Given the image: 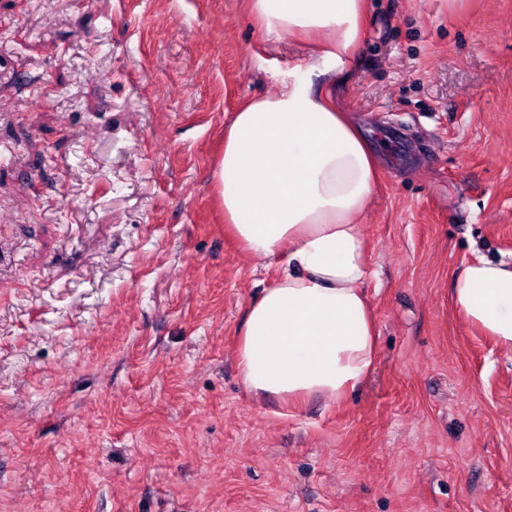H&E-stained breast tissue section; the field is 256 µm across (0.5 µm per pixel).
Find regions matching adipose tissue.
Segmentation results:
<instances>
[{
	"label": "adipose tissue",
	"mask_w": 512,
	"mask_h": 512,
	"mask_svg": "<svg viewBox=\"0 0 512 512\" xmlns=\"http://www.w3.org/2000/svg\"><path fill=\"white\" fill-rule=\"evenodd\" d=\"M367 0H247L259 29L312 43L311 78L255 98L224 129L216 178L226 231L278 277L247 308L236 345L260 398L337 400L370 376L376 336L361 224L378 179L362 129L331 86L357 53ZM321 84H314V77ZM455 306L512 352V264L479 258L451 284Z\"/></svg>",
	"instance_id": "obj_1"
}]
</instances>
